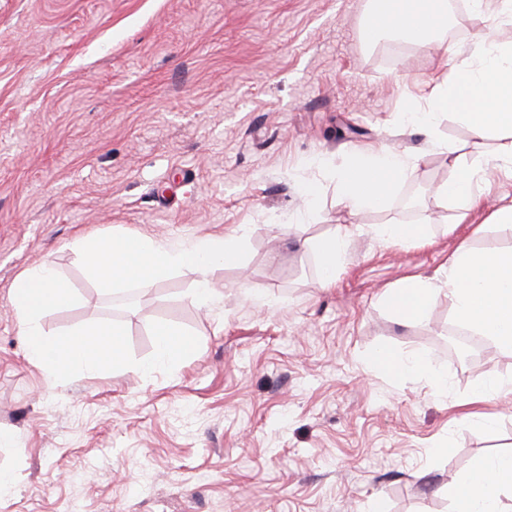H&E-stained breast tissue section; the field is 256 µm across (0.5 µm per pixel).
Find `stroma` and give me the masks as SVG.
<instances>
[{
    "instance_id": "35a3bbf8",
    "label": "stroma",
    "mask_w": 512,
    "mask_h": 512,
    "mask_svg": "<svg viewBox=\"0 0 512 512\" xmlns=\"http://www.w3.org/2000/svg\"><path fill=\"white\" fill-rule=\"evenodd\" d=\"M366 0H0V512H451L450 488L477 460L512 450V393L462 423L512 355L469 344L445 298L396 323L382 305L409 277L444 278L461 244L512 247L489 216L512 203L491 174L464 223L433 196L495 142L451 118L432 135L397 115L452 75L489 13L450 9L447 51L400 57L361 37ZM391 148L417 160L380 211L353 212L335 169ZM323 194L305 214L302 184ZM426 224L394 247L369 228ZM246 226L241 259L191 298L194 274L146 288H98L73 248L119 229L180 240ZM349 230L348 259L322 287L309 239ZM48 264L73 304L45 332L94 322L124 332L128 364L48 386L27 360L8 304L22 270ZM255 294L268 303L253 304ZM192 334L181 364L140 371L156 325ZM388 346L429 353L448 396L367 370ZM450 442L432 458L428 448ZM505 384L496 377H490L481 385L474 388L469 396L467 403L480 404L485 401H491L496 396L504 392Z\"/></svg>"
}]
</instances>
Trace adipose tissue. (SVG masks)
<instances>
[{
  "label": "adipose tissue",
  "mask_w": 512,
  "mask_h": 512,
  "mask_svg": "<svg viewBox=\"0 0 512 512\" xmlns=\"http://www.w3.org/2000/svg\"><path fill=\"white\" fill-rule=\"evenodd\" d=\"M448 24L447 0H372L362 35L374 42L386 34L406 38L425 48L442 47L441 33ZM444 114L453 116L476 136L495 140L491 166H465L438 187L439 202L466 212L485 195L488 168L512 175V42L482 40L466 57L459 74L435 83L424 105L400 113L401 123L421 131L434 128ZM417 163L408 154L382 150L359 157L336 174L340 198L357 211L383 207L390 191L408 178ZM245 229L171 241L145 235L115 232L90 235L76 248L99 288L118 291L144 288L170 275L195 274L192 299L210 306L221 294L209 279L212 267L237 264ZM350 233L310 240L322 284H330L345 263ZM445 293L455 321L477 335L512 352V248H477L461 245L450 256L444 284L415 276L390 289L382 303L397 323L424 317L438 293ZM75 294L49 265L20 272L14 279L8 303L25 341L28 361L40 368L48 385L90 372L110 373L126 364L123 331L119 325H89L80 330L46 333L44 314L72 304ZM155 363L174 365L195 349L188 333L168 324L157 325ZM370 371L385 372L404 381L410 376L426 380L433 392L448 394V375L436 369L427 354H397L381 348L365 360ZM452 512H512V452L478 462L451 489Z\"/></svg>",
  "instance_id": "ef3b65f1"
}]
</instances>
